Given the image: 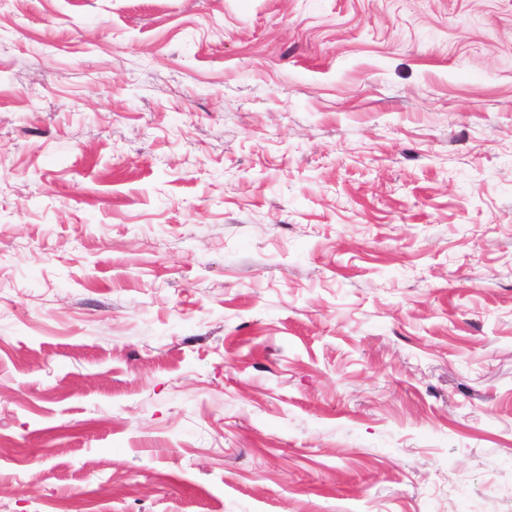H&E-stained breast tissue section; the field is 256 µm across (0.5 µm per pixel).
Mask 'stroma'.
<instances>
[{
	"label": "stroma",
	"instance_id": "35a3bbf8",
	"mask_svg": "<svg viewBox=\"0 0 512 512\" xmlns=\"http://www.w3.org/2000/svg\"><path fill=\"white\" fill-rule=\"evenodd\" d=\"M0 512H512V0H0Z\"/></svg>",
	"mask_w": 512,
	"mask_h": 512
}]
</instances>
